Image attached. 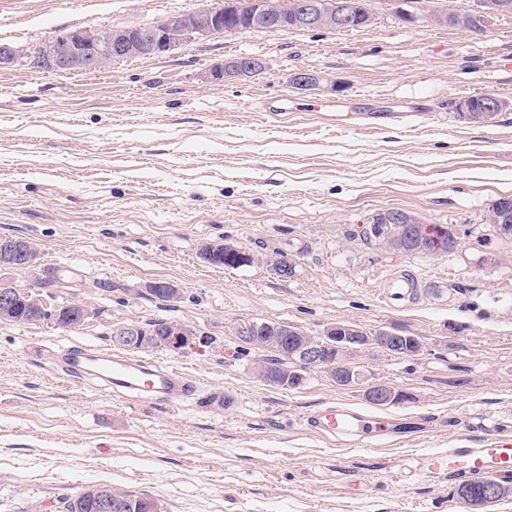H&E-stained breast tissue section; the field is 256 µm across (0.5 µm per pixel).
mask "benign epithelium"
Here are the masks:
<instances>
[{
    "label": "benign epithelium",
    "mask_w": 512,
    "mask_h": 512,
    "mask_svg": "<svg viewBox=\"0 0 512 512\" xmlns=\"http://www.w3.org/2000/svg\"><path fill=\"white\" fill-rule=\"evenodd\" d=\"M472 8H441L433 11L428 22L448 25V17L465 23L472 18L484 25L500 13V6L491 0H473ZM237 5L235 0H225L219 9L201 8L187 14H176L148 25H134L103 31L95 25L64 29L51 35L36 52L24 54L9 43L0 42V70L12 67L20 57L47 73H63L75 70L94 71L110 63L129 58H153L162 56L178 46L196 39H205L224 33V10ZM251 17L255 24L292 25L298 30L332 28L353 20V0H249ZM264 64L256 58L227 59L216 66L211 77L215 80L253 77L260 74ZM324 77L316 70L302 69L291 77L293 86L300 90H318ZM495 231L499 237H512V208L497 205L494 216ZM403 225L401 237L425 250L430 246L422 222L402 210H389L375 215L368 223L361 225L366 235L377 246L392 250L390 227ZM40 249L30 241L20 239L0 240V268L37 270ZM20 291L12 286H0V320L10 312L12 303ZM324 341L311 340L300 347L302 365L316 366L321 363L324 342H336V348L356 349L366 345L384 347L392 351L401 349L402 338L380 330L370 336L355 325L335 323L327 327ZM141 341V325L125 323L113 330V343L136 344ZM208 339L198 335L188 326L181 325L169 333L167 347L181 350L187 347L202 348ZM361 381L360 374L348 366L338 367L335 383L338 386H352ZM397 390L375 385L367 391L373 401L388 403L396 397Z\"/></svg>",
    "instance_id": "obj_1"
}]
</instances>
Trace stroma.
I'll return each mask as SVG.
<instances>
[{
  "label": "stroma",
  "instance_id": "1",
  "mask_svg": "<svg viewBox=\"0 0 512 512\" xmlns=\"http://www.w3.org/2000/svg\"><path fill=\"white\" fill-rule=\"evenodd\" d=\"M224 0H0V42L32 49L64 27L149 24ZM469 0H414L409 24L393 0H369L356 30H252L185 44L92 72L0 70V236L35 242L62 287L48 306L92 310L82 327L0 321V512H64L98 484L152 497L160 512H469L457 479L430 469L449 449L512 435V242L491 236L488 208L512 195V15L483 33L427 15ZM258 57L264 71L219 82L211 69ZM314 69L324 89L299 90ZM493 94L492 126L460 120L463 98ZM288 96L297 112H270ZM430 110L420 126L359 130V103ZM333 106L334 117L307 111ZM402 209L469 231L452 254H395L351 236ZM230 241L263 261L203 262ZM286 255L283 277L267 265ZM397 273L420 296L382 298ZM179 288L177 302L150 292ZM177 321L208 337L201 350H143L178 364L194 392L178 408L64 379L57 351L112 348L113 328ZM246 321L288 322L312 338L333 323L418 337L402 357L357 349L358 385L305 370L295 388L255 374L262 353L236 337ZM407 394L383 414L399 439L341 447L309 429L307 412L336 399L372 409L366 391Z\"/></svg>",
  "mask_w": 512,
  "mask_h": 512
}]
</instances>
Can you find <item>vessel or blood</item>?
I'll return each instance as SVG.
<instances>
[{"label":"vessel or blood","instance_id":"obj_1","mask_svg":"<svg viewBox=\"0 0 512 512\" xmlns=\"http://www.w3.org/2000/svg\"><path fill=\"white\" fill-rule=\"evenodd\" d=\"M415 110L387 109L382 103L372 102L365 116L364 129L375 130L383 120L409 127L418 120ZM413 278L400 276L391 279L385 290L388 302L403 306L413 293ZM63 375L71 381H96L105 390L124 394L150 404L164 403L179 406L193 389L190 378L178 366L149 363L122 353L101 349L73 347L60 354ZM305 422L320 435L334 439L343 446L378 447L381 440L392 437L394 425L383 414L366 412L349 403L326 401L307 413ZM449 476L472 478L512 472V442L495 439L481 448H452L443 464Z\"/></svg>","mask_w":512,"mask_h":512}]
</instances>
